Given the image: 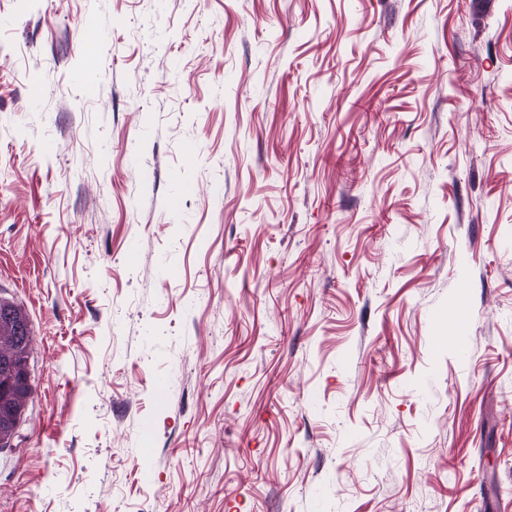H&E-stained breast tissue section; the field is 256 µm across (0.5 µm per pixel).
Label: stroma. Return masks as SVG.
Wrapping results in <instances>:
<instances>
[{
  "instance_id": "obj_1",
  "label": "stroma",
  "mask_w": 512,
  "mask_h": 512,
  "mask_svg": "<svg viewBox=\"0 0 512 512\" xmlns=\"http://www.w3.org/2000/svg\"><path fill=\"white\" fill-rule=\"evenodd\" d=\"M1 299L0 512H512V0H0ZM30 355L29 318L21 307L0 300V449L11 446L32 394L29 376ZM25 368L29 379L26 386L2 391V386L11 383Z\"/></svg>"
}]
</instances>
